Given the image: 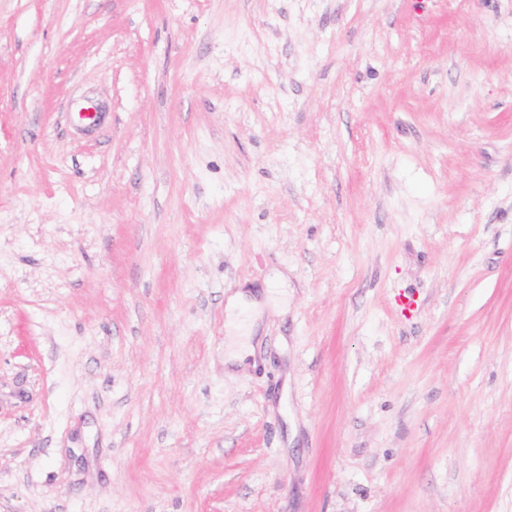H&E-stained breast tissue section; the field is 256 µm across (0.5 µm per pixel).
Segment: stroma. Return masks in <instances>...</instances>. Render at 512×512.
Here are the masks:
<instances>
[{
	"instance_id": "stroma-1",
	"label": "stroma",
	"mask_w": 512,
	"mask_h": 512,
	"mask_svg": "<svg viewBox=\"0 0 512 512\" xmlns=\"http://www.w3.org/2000/svg\"><path fill=\"white\" fill-rule=\"evenodd\" d=\"M0 512H512V0H0ZM264 285L261 289L237 288L229 291L225 299L226 330L228 334L234 333L240 326L238 318L244 310L251 311L249 324L250 343L240 347H226L224 350V368L255 369L258 366V358L252 341L258 343L262 336H257L262 327V313L269 304L270 291Z\"/></svg>"
}]
</instances>
